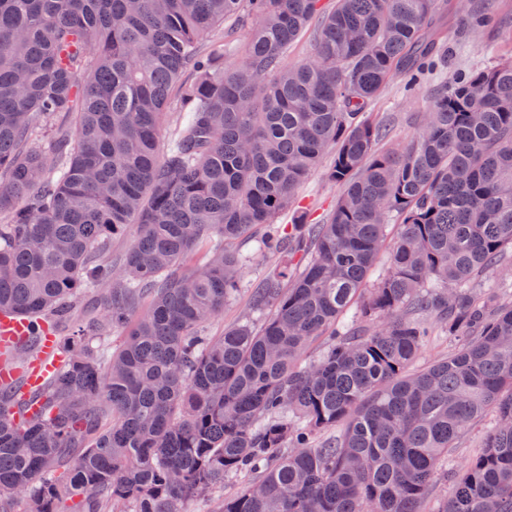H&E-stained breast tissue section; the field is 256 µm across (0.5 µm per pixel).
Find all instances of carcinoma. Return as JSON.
I'll use <instances>...</instances> for the list:
<instances>
[{
    "label": "carcinoma",
    "mask_w": 512,
    "mask_h": 512,
    "mask_svg": "<svg viewBox=\"0 0 512 512\" xmlns=\"http://www.w3.org/2000/svg\"><path fill=\"white\" fill-rule=\"evenodd\" d=\"M442 7L0 0V310L28 314L39 336V321L60 329L80 294L105 290L103 314L60 337L37 414L15 416L27 396L0 392V512L21 496L27 512L64 499L183 512L231 475L244 488L219 512H421L448 448L489 409L442 512H512V303L476 291L512 247V63L437 88L400 152L378 149L385 126L365 114L390 77L412 84L429 67ZM462 12L497 25L475 0ZM228 19L249 28L231 69L223 44L201 49ZM316 19L313 54L286 66ZM329 151L343 191L326 223H276ZM259 225L258 251L282 264L253 309L275 313L209 337L240 291L233 243ZM131 226L115 266L108 243ZM114 330L126 336L113 352ZM437 332L462 347L410 371Z\"/></svg>",
    "instance_id": "cac0c4a2"
}]
</instances>
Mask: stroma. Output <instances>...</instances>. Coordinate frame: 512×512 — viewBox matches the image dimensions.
Masks as SVG:
<instances>
[{
  "mask_svg": "<svg viewBox=\"0 0 512 512\" xmlns=\"http://www.w3.org/2000/svg\"><path fill=\"white\" fill-rule=\"evenodd\" d=\"M482 6L486 12L501 19L500 28L471 30L463 27L457 12H449L438 71L410 93L404 88L403 77H391L371 102L370 112L388 123L382 148L398 150L412 139L439 83L464 71L512 62V0H482ZM330 164V159H323L297 191L299 207L305 213L307 223H324L342 192L341 186L327 177ZM238 249L241 253L253 254L254 260L244 272L239 295L209 324L207 333L211 336L222 335L225 328L250 318L256 288L281 264L279 257L255 255L254 241L239 244Z\"/></svg>",
  "mask_w": 512,
  "mask_h": 512,
  "instance_id": "stroma-1",
  "label": "stroma"
}]
</instances>
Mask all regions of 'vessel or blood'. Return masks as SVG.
<instances>
[{
	"mask_svg": "<svg viewBox=\"0 0 512 512\" xmlns=\"http://www.w3.org/2000/svg\"><path fill=\"white\" fill-rule=\"evenodd\" d=\"M31 321L27 317L11 312H0V387L12 388L24 384L31 389L39 386L59 368L61 355L56 337L45 332L36 353L24 371H17L10 355L13 345L23 341L30 334Z\"/></svg>",
	"mask_w": 512,
	"mask_h": 512,
	"instance_id": "obj_1",
	"label": "vessel or blood"
}]
</instances>
